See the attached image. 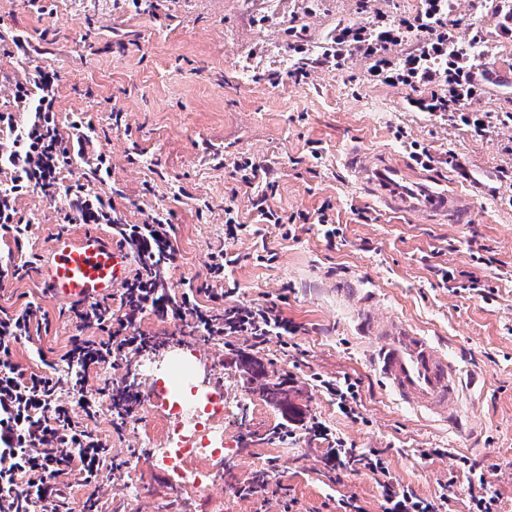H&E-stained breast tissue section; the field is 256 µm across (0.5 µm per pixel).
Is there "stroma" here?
I'll return each instance as SVG.
<instances>
[{"mask_svg": "<svg viewBox=\"0 0 512 512\" xmlns=\"http://www.w3.org/2000/svg\"><path fill=\"white\" fill-rule=\"evenodd\" d=\"M37 14L28 0H0V30L28 41L26 54L0 44V111L15 110L13 83L32 82L38 71L58 74L57 119L91 123L84 157L58 175L60 187L80 177L96 154L112 173L95 192L113 196L128 224L160 214L176 226L179 267L164 269L169 293L183 281H204L211 252L224 243V209L253 223L254 205L267 206L294 225V237L266 224L260 235H241L240 257L229 277L240 300L283 297L282 308L300 327L297 350L280 338L260 350L244 341L184 336L176 323L146 314L142 327L153 349L118 355L94 384L126 378L137 395L138 415L114 430L112 407L102 404L98 434L122 460L98 484L103 512H343L339 495L356 496L365 512H381L374 480L360 464L335 468L327 441L281 438L283 411L267 403L264 381L284 382L292 407L318 418L333 436L359 450L378 451L398 488L424 498L447 491L452 512H468V473L475 462L498 497V512H512V20L498 0H455L445 22L449 38L467 48L477 68L479 93L468 111L488 121L484 135L448 118L419 111L410 99L425 86L388 85L371 75L374 61L354 53L342 65L323 61L339 25H373L378 19L413 18L420 0H44ZM306 46L305 55L291 43ZM411 161L413 145L430 151V175L470 195L472 222L432 224L382 211L353 184L342 162L351 143ZM252 157L270 169L273 189L238 182L234 160ZM329 206L341 229L328 248L319 225L304 214ZM32 227L23 258H44L54 239L86 232L63 221L64 198L32 190L16 200ZM368 211L369 220L357 217ZM274 254L258 262V251ZM454 274L443 284L438 271ZM362 280L375 306L396 314L444 342L478 382L462 406L476 428L468 434L432 422L399 404L367 362L371 343L355 330L356 308L336 294L349 279ZM40 271L7 282L0 305L34 300L51 326L36 346H17L22 366L38 364L35 348L62 354L76 332L64 304L43 294ZM187 355L201 386L224 390V482L194 497L176 498L170 472L148 457L163 447L159 370L173 353ZM264 366L244 370L243 356ZM350 375L360 382L363 422L342 415L320 387L323 379ZM438 449L424 459L420 449ZM271 488V496L237 495L241 484Z\"/></svg>", "mask_w": 512, "mask_h": 512, "instance_id": "stroma-1", "label": "stroma"}]
</instances>
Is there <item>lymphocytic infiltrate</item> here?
<instances>
[{
    "label": "lymphocytic infiltrate",
    "mask_w": 512,
    "mask_h": 512,
    "mask_svg": "<svg viewBox=\"0 0 512 512\" xmlns=\"http://www.w3.org/2000/svg\"><path fill=\"white\" fill-rule=\"evenodd\" d=\"M448 0H422L418 15L399 24L377 21L374 27L353 24L337 29L332 38L335 61L352 51L375 57L374 73L382 82L414 86L438 79L449 87L447 95L433 94L414 100V107L453 120L484 134L483 115L461 111L478 88L467 65L466 50H449L444 32ZM426 34L419 54L392 63L384 56L389 45L409 33ZM55 74L40 71L33 86L15 84L12 95L29 117L19 121L14 113H0V239H25L30 227L21 223L15 207L19 195L37 189L46 195L58 190L57 174L82 155L90 130L82 122L60 127L56 118ZM64 222L106 224L116 243L131 252L136 270L111 299L74 304L69 315L81 327L97 326L99 336H72L59 360L44 361L41 369L22 367L14 347L48 330V312L28 301L19 307H0V512H70L67 478L88 487L81 512H102L93 489L103 472L120 469L108 442L90 427L101 399L112 402L117 425L135 417L137 410L129 386L114 382L91 388L90 379L112 357L124 351L147 349L151 336L140 328L146 312L160 320L179 322L185 330L223 338L225 346L245 340L256 349L271 337L297 335L298 325L284 314L278 300L262 304L238 299L237 288L223 287L224 274L238 257L232 244L244 231L233 208L224 210V245L211 254L206 281L185 282L180 294H169L157 282V267L177 266L181 257L174 224L158 215L140 224L118 218L111 200L76 183L65 192ZM66 363L68 377L58 365ZM330 460L357 461L372 475L382 499L383 512H446V494L426 499L412 490L396 488L386 461L378 452L363 453L343 438L331 439Z\"/></svg>",
    "instance_id": "obj_1"
}]
</instances>
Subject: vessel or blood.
I'll use <instances>...</instances> for the list:
<instances>
[{
  "instance_id": "vessel-or-blood-1",
  "label": "vessel or blood",
  "mask_w": 512,
  "mask_h": 512,
  "mask_svg": "<svg viewBox=\"0 0 512 512\" xmlns=\"http://www.w3.org/2000/svg\"><path fill=\"white\" fill-rule=\"evenodd\" d=\"M344 166L360 189L385 210L434 223L466 224L471 203L446 185L426 184L422 175L395 158L353 147ZM133 270L125 247L98 231L57 238L41 275L48 294L65 303H85L112 295ZM357 307L359 331L371 338L370 364L397 400L428 416L461 423L463 370L457 360L412 324L373 310L374 297L363 284L346 289Z\"/></svg>"
}]
</instances>
